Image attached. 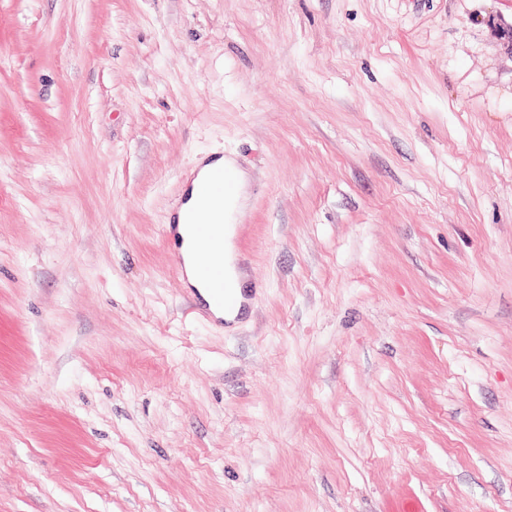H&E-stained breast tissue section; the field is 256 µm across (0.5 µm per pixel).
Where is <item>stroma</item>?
Listing matches in <instances>:
<instances>
[{
	"mask_svg": "<svg viewBox=\"0 0 512 512\" xmlns=\"http://www.w3.org/2000/svg\"><path fill=\"white\" fill-rule=\"evenodd\" d=\"M512 0H0V512H512ZM249 178V304L168 226ZM217 169L228 170L232 173L235 189L231 177L221 171L213 176L203 193L206 199H224L234 190L232 196L224 202V224L227 225L224 230V241L222 238L223 224L201 221L193 225L195 239L204 252L205 261L200 264V255L197 253L191 239L189 228L185 224L186 221L202 219L206 215L201 199L202 192L209 181L210 175ZM246 182L245 173L236 166L233 159L222 154L211 159L202 158L193 170L192 176L188 179L183 202L169 224L171 225L169 227L171 236L179 244V249L183 255V271L187 283L197 290L208 304L214 317L224 318L227 321L236 318L242 308V303L245 301L243 288L246 285L247 275L240 266L236 252L234 240L236 229L234 224H236V214L245 206L247 200ZM219 253H223L224 266L222 262L216 259V255ZM198 267L200 277L210 289L214 302L222 307L226 302L224 294L225 273L228 287L226 293L231 299L230 304L233 305V308L223 309L212 305L209 299V290L198 277Z\"/></svg>",
	"mask_w": 512,
	"mask_h": 512,
	"instance_id": "35a3bbf8",
	"label": "stroma"
}]
</instances>
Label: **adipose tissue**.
<instances>
[{"label": "adipose tissue", "instance_id": "obj_1", "mask_svg": "<svg viewBox=\"0 0 512 512\" xmlns=\"http://www.w3.org/2000/svg\"><path fill=\"white\" fill-rule=\"evenodd\" d=\"M218 169L231 172L235 182L232 196L224 203V223L226 228L224 230L223 261L227 294L231 299L232 306L228 309L213 308L212 313L216 318L231 321L238 315L244 301L243 289L247 281V275L240 266L235 247L236 215L244 207L247 200L245 191L247 177L242 170L237 168L233 159L220 155L210 159L202 158L197 163L191 177L187 181L183 202L174 214L169 231L173 240L178 243L183 255V271L187 283L196 289L201 297H208L209 290L198 277V267L201 258L191 239L187 223L188 221L204 217L203 188L208 183L212 172Z\"/></svg>", "mask_w": 512, "mask_h": 512}]
</instances>
